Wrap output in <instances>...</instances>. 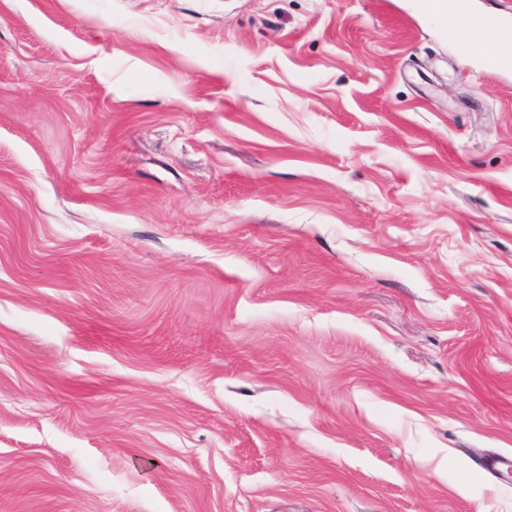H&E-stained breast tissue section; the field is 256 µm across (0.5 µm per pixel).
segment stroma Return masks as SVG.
<instances>
[{"instance_id": "1", "label": "stroma", "mask_w": 512, "mask_h": 512, "mask_svg": "<svg viewBox=\"0 0 512 512\" xmlns=\"http://www.w3.org/2000/svg\"><path fill=\"white\" fill-rule=\"evenodd\" d=\"M512 68L415 0H0V512H512Z\"/></svg>"}]
</instances>
